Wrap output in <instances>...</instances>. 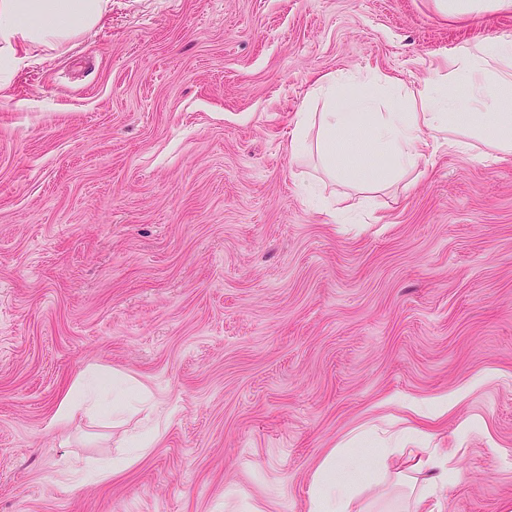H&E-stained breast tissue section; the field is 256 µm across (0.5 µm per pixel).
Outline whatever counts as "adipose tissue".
Returning <instances> with one entry per match:
<instances>
[{
	"mask_svg": "<svg viewBox=\"0 0 512 512\" xmlns=\"http://www.w3.org/2000/svg\"><path fill=\"white\" fill-rule=\"evenodd\" d=\"M112 0H0V88L27 66L30 48H61L98 27ZM443 86L412 91L392 75L320 79L313 90L321 112H301L290 149L316 151L328 175L358 188L385 185L419 167L440 146L485 160L474 141L503 155L512 154V35L500 34L474 48L449 54ZM463 86L465 101L449 94ZM459 131L448 139V131ZM148 391L116 373L111 381L94 370L81 372L60 401L54 419L63 424L78 412L122 421L127 414H153ZM448 458L415 455L401 477L413 495L405 512H435L443 491L458 473ZM353 497L335 457L317 468L308 512H348Z\"/></svg>",
	"mask_w": 512,
	"mask_h": 512,
	"instance_id": "1",
	"label": "adipose tissue"
}]
</instances>
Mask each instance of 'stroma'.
Returning <instances> with one entry per match:
<instances>
[{
  "mask_svg": "<svg viewBox=\"0 0 512 512\" xmlns=\"http://www.w3.org/2000/svg\"><path fill=\"white\" fill-rule=\"evenodd\" d=\"M506 33L433 0H112L33 50L0 90V512H307L331 455L384 512L409 428L460 473L442 512H512V157L363 192L289 153L319 79L415 89ZM91 366L160 412L105 480L140 415L53 421ZM355 430L392 447L379 485ZM155 441V433L151 429H147L146 431L138 434L132 435L128 439V446L132 448L130 456L121 463L112 465V475H115L118 468L122 466L123 463H132L134 459H138L143 456L147 450L153 445Z\"/></svg>",
  "mask_w": 512,
  "mask_h": 512,
  "instance_id": "35a3bbf8",
  "label": "stroma"
}]
</instances>
